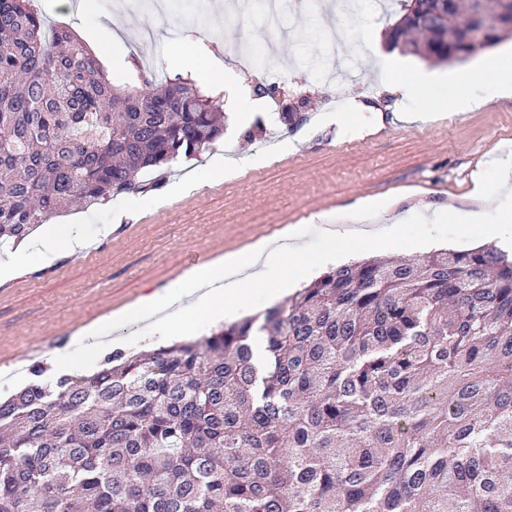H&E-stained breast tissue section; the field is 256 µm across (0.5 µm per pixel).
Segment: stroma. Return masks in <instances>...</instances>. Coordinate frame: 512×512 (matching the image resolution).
<instances>
[{
	"label": "stroma",
	"mask_w": 512,
	"mask_h": 512,
	"mask_svg": "<svg viewBox=\"0 0 512 512\" xmlns=\"http://www.w3.org/2000/svg\"><path fill=\"white\" fill-rule=\"evenodd\" d=\"M107 2L88 0L87 10L74 13L56 8L55 0H34V5L56 27L76 34L106 17ZM194 2L185 0L182 8L159 18L154 41L142 47L133 41L141 13L128 10L119 23L125 44L102 65L113 86L124 90L153 75L180 76L170 56L185 36L204 39L219 62L221 46L244 33L275 49L273 73L250 76V84L276 85L288 98L309 97L308 119L291 130L279 120L272 98H264L260 113L245 115L232 97L217 94L225 113L223 137L200 155L140 174L155 195L187 180L200 181V189L155 207L142 205L122 219L116 216L126 201L122 195L76 207L72 212L81 218L87 248L49 268L42 267L38 251H31L28 271L0 285V399L32 382L38 364L48 381L97 370L100 359L89 362L82 354L78 333L83 328L100 326L103 356L155 347L148 321L113 326L107 317L169 286L190 268L258 240H270L278 254L297 246L319 256L329 247L328 225H393L405 241L428 233L435 249L461 251L484 244L486 229L498 221L496 212L476 213L469 194L478 171L487 187H495L497 160L512 155V95L488 85L472 109L437 119L424 118L421 103L391 95L374 58L390 52L387 38L400 17L395 0H357L356 12L343 21L345 63L364 66L362 76L344 84L327 78L314 23L322 0H311L308 9L288 0L284 22L295 32L290 42L271 40L259 9L240 18L218 10L200 22ZM372 22L380 26V40L370 52L363 35ZM353 102L359 112L336 122V113ZM257 153L269 155V162L247 164L246 156ZM217 154L235 165L233 174H211ZM72 212L59 211L53 223ZM315 213L324 214V222H311ZM106 224L112 232L105 236ZM291 225L300 228L294 241L283 235ZM62 353L71 357L68 366L57 363Z\"/></svg>",
	"instance_id": "1"
}]
</instances>
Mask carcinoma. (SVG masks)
Returning a JSON list of instances; mask_svg holds the SVG:
<instances>
[{
  "label": "carcinoma",
  "mask_w": 512,
  "mask_h": 512,
  "mask_svg": "<svg viewBox=\"0 0 512 512\" xmlns=\"http://www.w3.org/2000/svg\"><path fill=\"white\" fill-rule=\"evenodd\" d=\"M391 48L453 64L469 0H402ZM224 113L122 94L31 0H0V241L142 193ZM0 512H512V260L336 268L263 319L32 381L0 401Z\"/></svg>",
  "instance_id": "carcinoma-1"
}]
</instances>
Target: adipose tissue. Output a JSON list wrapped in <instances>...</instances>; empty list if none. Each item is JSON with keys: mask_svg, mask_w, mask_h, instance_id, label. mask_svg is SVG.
I'll list each match as a JSON object with an SVG mask.
<instances>
[{"mask_svg": "<svg viewBox=\"0 0 512 512\" xmlns=\"http://www.w3.org/2000/svg\"><path fill=\"white\" fill-rule=\"evenodd\" d=\"M176 62L188 77L206 90L222 91L238 84L236 74L216 65L203 53L199 39L182 42L176 49ZM378 65L387 80L388 91L396 96L422 101L425 111H460L473 107L474 90L491 84L503 93L512 92V52L483 57L466 74L451 78L440 71L402 68L392 55L382 56ZM86 241L77 224L44 225L39 238L43 264L83 251ZM267 258V247L257 242L204 262L164 290L157 291L118 311L116 322L151 320L159 336H187L196 325L183 315L193 308L213 321L249 305L254 289H263L269 300H276L290 288L292 280L303 275L309 263L300 249L280 258L281 272L269 278L258 273V265Z\"/></svg>", "mask_w": 512, "mask_h": 512, "instance_id": "1", "label": "adipose tissue"}]
</instances>
